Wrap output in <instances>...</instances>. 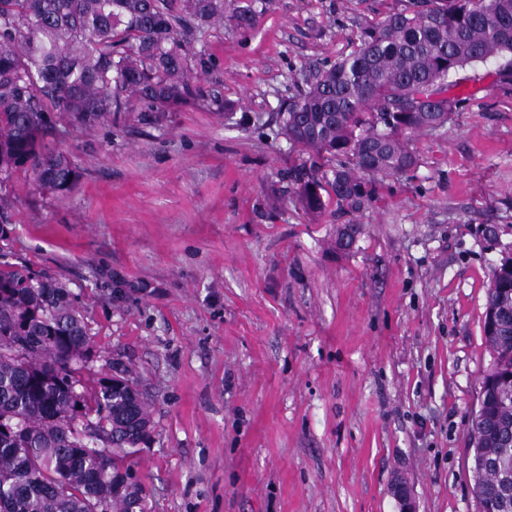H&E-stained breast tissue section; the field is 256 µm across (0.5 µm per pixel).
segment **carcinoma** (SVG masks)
<instances>
[{
  "mask_svg": "<svg viewBox=\"0 0 512 512\" xmlns=\"http://www.w3.org/2000/svg\"><path fill=\"white\" fill-rule=\"evenodd\" d=\"M271 0H0V186L19 170L66 197L81 171L47 148L53 118L93 128L119 112L157 123L197 104L235 103L201 84L197 49L210 27L252 28ZM512 82V0H414L365 29L360 47L305 75L278 112V134L308 155L285 171L303 210L360 211L365 177L408 173L412 137L443 127L465 105L448 79L491 60ZM484 333L492 363L482 382H501L487 413L497 436L471 416L472 448L501 457L473 465L474 497L486 512H512V256L492 271ZM92 340L60 282L0 265V512H148V494L126 457L151 439L149 403L121 365L91 385L80 379ZM95 413L97 422L88 420Z\"/></svg>",
  "mask_w": 512,
  "mask_h": 512,
  "instance_id": "carcinoma-1",
  "label": "carcinoma"
}]
</instances>
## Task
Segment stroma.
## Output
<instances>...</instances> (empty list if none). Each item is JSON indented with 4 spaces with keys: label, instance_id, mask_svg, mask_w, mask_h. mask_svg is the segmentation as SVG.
I'll return each mask as SVG.
<instances>
[{
    "label": "stroma",
    "instance_id": "stroma-1",
    "mask_svg": "<svg viewBox=\"0 0 512 512\" xmlns=\"http://www.w3.org/2000/svg\"><path fill=\"white\" fill-rule=\"evenodd\" d=\"M409 0H273L201 45L229 116L120 114L46 143L83 176L61 199L16 172L0 253L62 282L96 379L129 366L154 422L128 458L150 512H477L468 420L490 355L492 266L512 252V83L459 71L463 109L417 134L405 175L375 179L351 249L345 217L304 214L301 161L276 115L310 68ZM499 235L489 238L487 225Z\"/></svg>",
    "mask_w": 512,
    "mask_h": 512
}]
</instances>
